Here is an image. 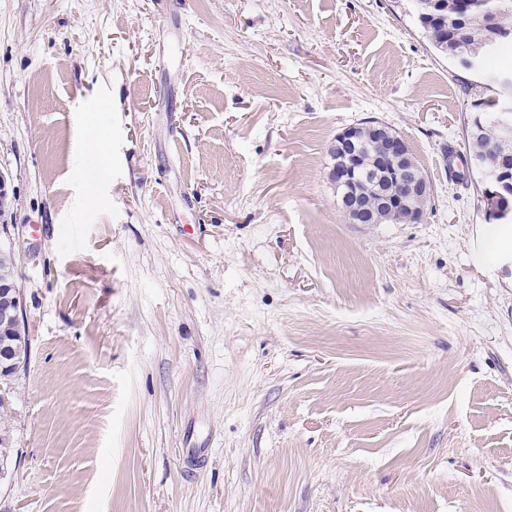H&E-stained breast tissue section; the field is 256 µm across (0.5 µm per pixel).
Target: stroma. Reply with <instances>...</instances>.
<instances>
[{"label":"stroma","mask_w":512,"mask_h":512,"mask_svg":"<svg viewBox=\"0 0 512 512\" xmlns=\"http://www.w3.org/2000/svg\"><path fill=\"white\" fill-rule=\"evenodd\" d=\"M469 80L395 0H0V512H512V238L446 157ZM372 119L420 223L342 217L330 147ZM374 130L384 134L373 142L378 158L388 167L394 175V183L383 194L378 202L385 206L388 214H403L411 224L419 223L423 214L416 211L414 201L426 192V185L421 181L426 175L414 172L405 162L408 144L398 133H390L386 125L375 122ZM3 295L8 305L0 309V322L6 324L7 330L21 329L24 318V298L12 271H5L0 276V295Z\"/></svg>","instance_id":"stroma-1"}]
</instances>
